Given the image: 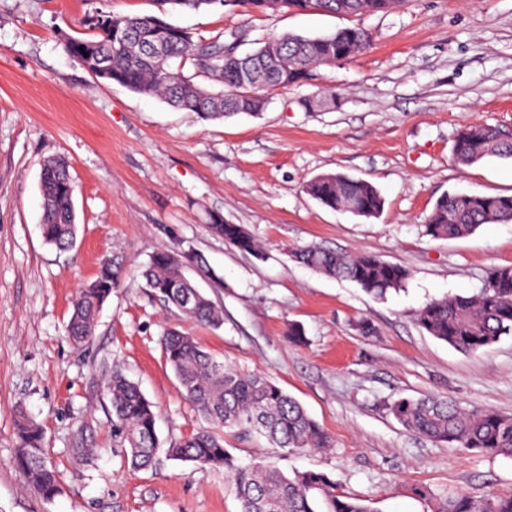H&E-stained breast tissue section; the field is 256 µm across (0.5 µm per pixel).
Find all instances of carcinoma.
<instances>
[{
    "mask_svg": "<svg viewBox=\"0 0 512 512\" xmlns=\"http://www.w3.org/2000/svg\"><path fill=\"white\" fill-rule=\"evenodd\" d=\"M158 13L111 15L95 13L88 19L92 34L67 37L65 46L74 60L99 59L106 73L99 78L134 92L163 97L175 108L207 119L262 111L268 95L312 79L318 67L347 60L370 46L369 33L357 26L337 29L320 37L293 33L271 37L246 58L232 50L233 42L196 41L184 28L166 22L162 15L176 8L192 10L238 6L244 12L286 9L319 10L343 16H361L394 9L400 0H155ZM152 44L163 48L162 59L148 54ZM192 52L200 70L217 77L221 92L210 91L185 78L174 62ZM453 156L461 165L486 157L512 158V140L491 125L469 127L456 136ZM45 243L68 250L76 238L74 192L68 165L53 159L42 177ZM305 192L319 204L359 217H376L384 198L370 182L341 173H324L310 179ZM512 221V195L486 196L463 192L441 196L433 207L426 232L435 239L462 238L483 224ZM224 242L250 254L261 247L241 224H213ZM298 263L330 277L344 278L365 292L383 298L407 280L406 268L370 253L348 255L323 248L303 249ZM211 274L205 259L171 251L156 253L143 275L153 293L188 318L216 329L223 312L213 299L185 275L186 264ZM120 269L112 260L100 262L96 277L80 289L72 304L67 334L76 348L88 344L97 315L112 295ZM422 329L463 353H476L504 335H512V267L492 269L487 284L472 295H454L426 304L418 315ZM162 350L182 388L196 406L205 426L168 448L175 460L201 466H222L230 479L240 512H375L363 500L342 495L326 474L294 471L286 474L261 464L243 466L225 448L224 435L258 434L276 448L291 451L325 449L330 439L301 403L270 379L245 374L217 360L195 340L177 330L162 339ZM112 422L127 443V463L145 469L154 463L159 440L157 413L137 384L121 370L107 383ZM390 412L402 426L434 442L447 443L485 456L512 455V415L490 409L468 410L456 401L427 395L399 398ZM15 467L29 485L47 500L60 493L54 470L44 460L43 431L25 415L18 419ZM432 512H512V493L484 497L465 493L436 499Z\"/></svg>",
    "mask_w": 512,
    "mask_h": 512,
    "instance_id": "carcinoma-1",
    "label": "carcinoma"
}]
</instances>
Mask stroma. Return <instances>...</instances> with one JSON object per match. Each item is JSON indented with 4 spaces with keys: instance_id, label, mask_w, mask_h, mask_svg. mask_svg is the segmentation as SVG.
Here are the masks:
<instances>
[{
    "instance_id": "35a3bbf8",
    "label": "stroma",
    "mask_w": 512,
    "mask_h": 512,
    "mask_svg": "<svg viewBox=\"0 0 512 512\" xmlns=\"http://www.w3.org/2000/svg\"><path fill=\"white\" fill-rule=\"evenodd\" d=\"M152 13L154 0H0V512H239L223 469L171 460L167 450L204 420L162 352L167 331L195 336L218 360L271 378L332 441L286 452L228 438L239 463L327 474L379 512H431L435 498L512 492V456L488 457L407 430L401 397L442 395L467 409L512 414V336L464 354L421 329L432 300L470 295L491 269L512 266V222L435 239V201L456 191L512 195V159L457 164L459 131L512 132V0H402L346 17L284 9L177 10L195 39L233 35L239 51L272 34L321 36L358 26L368 50L313 81L273 92L257 116L208 120L97 78L65 50L94 11ZM68 161L76 186L75 245L43 241L40 177ZM344 173L385 199L377 218L320 206L310 178ZM244 225L262 256L228 245L215 221ZM367 252L406 267L401 290L376 299L357 284L297 263L301 249ZM201 254L214 271L188 276L222 308L210 329L148 288L158 251ZM122 274L94 337L66 336L72 302L102 259ZM302 325L294 344L289 324ZM157 412L161 447L134 471L112 426L105 387L114 367ZM44 432L61 492L45 500L14 466L16 418Z\"/></svg>"
}]
</instances>
